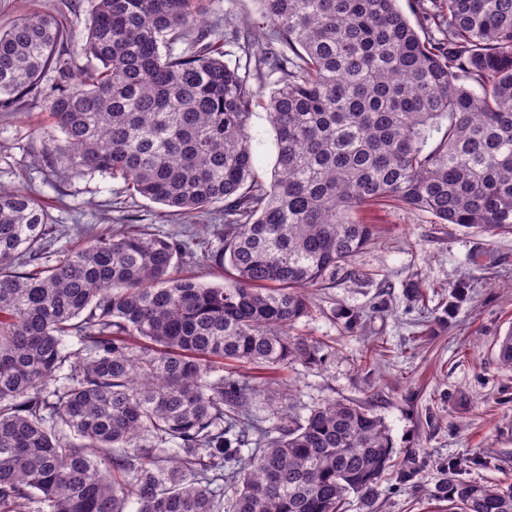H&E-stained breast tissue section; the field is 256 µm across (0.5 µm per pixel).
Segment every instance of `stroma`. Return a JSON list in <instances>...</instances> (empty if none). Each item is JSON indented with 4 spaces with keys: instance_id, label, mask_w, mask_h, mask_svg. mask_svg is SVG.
Masks as SVG:
<instances>
[{
    "instance_id": "1",
    "label": "stroma",
    "mask_w": 512,
    "mask_h": 512,
    "mask_svg": "<svg viewBox=\"0 0 512 512\" xmlns=\"http://www.w3.org/2000/svg\"><path fill=\"white\" fill-rule=\"evenodd\" d=\"M90 8V0H0V29L20 18L65 22L63 48L76 73L96 65L79 50ZM63 79L48 69L34 91L0 109V185L39 191L57 226L52 257L80 246L90 227L138 224L162 234L182 224L122 180L60 174L46 163L54 133L47 97ZM248 128L256 174L270 180L275 132L263 107ZM359 216L376 225L375 240L308 290L310 314L290 331L318 346L317 362L279 373L300 407L350 401L388 427L395 466L346 512H446L449 484L512 485V367L498 358V341L512 329V234L384 205Z\"/></svg>"
}]
</instances>
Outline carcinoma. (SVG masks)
<instances>
[{"instance_id": "cac0c4a2", "label": "carcinoma", "mask_w": 512, "mask_h": 512, "mask_svg": "<svg viewBox=\"0 0 512 512\" xmlns=\"http://www.w3.org/2000/svg\"><path fill=\"white\" fill-rule=\"evenodd\" d=\"M273 38L256 76L274 179L253 177L257 92L211 39L207 0H93L82 53L48 110L56 170L121 179L192 217L224 204L232 282L176 273L198 255L145 228L86 232L50 262V216L0 185V512H340L392 467L384 419L296 396L252 413L253 382L316 360L288 336L304 291L373 240L355 217L394 204L439 224L512 233V0H260ZM176 42L189 45L181 55ZM53 18L0 31V107L64 67ZM78 348L70 349V340ZM448 512H512V486L451 485Z\"/></svg>"}]
</instances>
